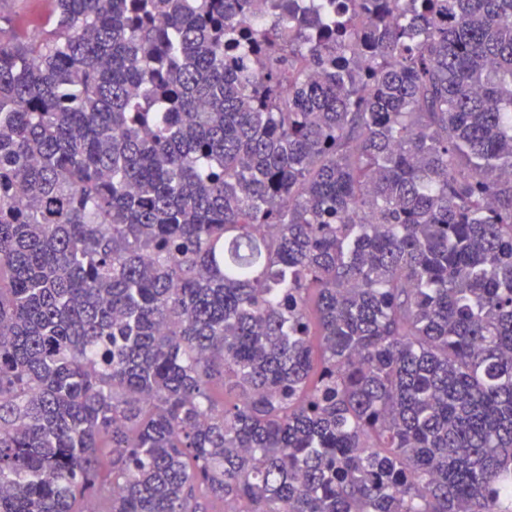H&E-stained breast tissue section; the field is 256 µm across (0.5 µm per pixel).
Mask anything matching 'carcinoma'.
Listing matches in <instances>:
<instances>
[{
	"mask_svg": "<svg viewBox=\"0 0 512 512\" xmlns=\"http://www.w3.org/2000/svg\"><path fill=\"white\" fill-rule=\"evenodd\" d=\"M0 16V512H512V0Z\"/></svg>",
	"mask_w": 512,
	"mask_h": 512,
	"instance_id": "obj_1",
	"label": "carcinoma"
}]
</instances>
